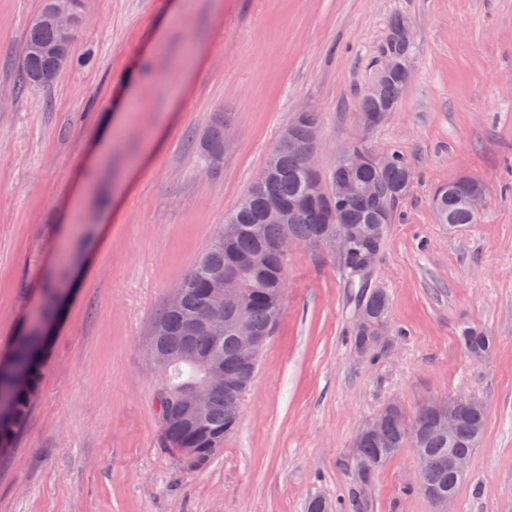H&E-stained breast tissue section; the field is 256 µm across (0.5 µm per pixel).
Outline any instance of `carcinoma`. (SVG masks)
<instances>
[{"label":"carcinoma","instance_id":"1","mask_svg":"<svg viewBox=\"0 0 512 512\" xmlns=\"http://www.w3.org/2000/svg\"><path fill=\"white\" fill-rule=\"evenodd\" d=\"M58 31L48 23L30 21L21 47V65L18 87L36 88L33 74L43 66V60L30 56L27 50L40 43L55 42ZM383 49L407 57L411 55V41L407 22L394 16ZM398 73L387 77L380 94L360 99V111H392L400 97ZM295 139L306 141L319 132L318 119L313 112L299 113L287 126ZM209 156L218 160L224 156V118L218 117L207 141ZM267 164L273 165L270 179L249 197L243 199L224 219L223 234L208 246L194 267L186 274L175 293L178 305L164 306L153 323L151 339L162 344L168 359L167 372L160 374L161 383L156 392L159 420L181 415L180 425L161 426L162 447L171 454L191 448L197 457L209 462L215 448L224 445V439L237 428L243 408V397L258 367L247 368L240 358L239 339L231 327L214 336L204 327H191L198 311L208 301L209 281L224 274L235 276L242 296L246 318L253 331L265 337L274 334L279 322L284 298L282 282L288 279V264H280L274 247L284 236L308 241L323 232L354 226L358 238L339 264L348 287L354 290L356 314L370 322L368 330L354 326L353 345L357 351L371 354L381 347L387 332L389 298L381 290L368 289V280L375 269L383 247L387 225L392 223L397 202L404 197L413 180L409 164L397 155L388 157L385 168L363 167L354 178L365 186L376 187V193H355L341 201L332 197L327 207L331 220L326 224H313L298 213L288 216V223L266 220V206L271 200L294 204L307 198L310 174L300 160L282 149L276 141ZM435 207L450 215L452 224H474L477 216L465 204V193L448 182L434 197ZM462 344L468 355L480 360L491 350L492 338L485 331L467 328L462 332ZM39 341L35 335L18 337L8 355L24 373L26 383L19 387L7 376L0 377V403L7 416L0 419V449L14 447L25 426L33 406L32 396L39 393L45 373V358L32 352ZM219 357L224 362V373L235 382L232 389H217L206 408L198 415L186 409L183 398L203 378L202 360ZM448 407H436L428 401L409 415L404 407L392 402L378 414L381 421L374 436L356 437V459L362 482L371 480L374 473L401 449L410 447L422 461L420 478L432 494H456L464 477L449 465L448 457L472 456L483 433L486 413L483 403L468 405L458 411L453 434L440 431L434 419Z\"/></svg>","mask_w":512,"mask_h":512}]
</instances>
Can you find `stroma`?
<instances>
[{
  "mask_svg": "<svg viewBox=\"0 0 512 512\" xmlns=\"http://www.w3.org/2000/svg\"><path fill=\"white\" fill-rule=\"evenodd\" d=\"M43 0H0V357L75 257L42 387L0 457V512H434L405 448L361 483L354 440L388 402L465 393L486 426L449 512H512V0H83L72 61L16 87ZM410 78L369 136L414 172L371 287L383 344L351 343L334 254L288 257L280 321L243 415L204 468L160 446L151 325L247 193L279 134L316 113L330 170L346 149L392 16ZM224 119V157L204 151ZM482 180L477 223H438L435 191ZM493 338L468 357L462 326Z\"/></svg>",
  "mask_w": 512,
  "mask_h": 512,
  "instance_id": "stroma-1",
  "label": "stroma"
}]
</instances>
